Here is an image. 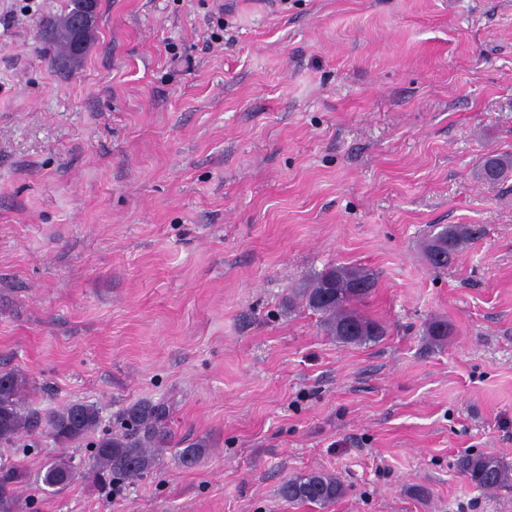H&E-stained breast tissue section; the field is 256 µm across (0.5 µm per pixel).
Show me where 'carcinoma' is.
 Segmentation results:
<instances>
[{
    "label": "carcinoma",
    "instance_id": "carcinoma-1",
    "mask_svg": "<svg viewBox=\"0 0 512 512\" xmlns=\"http://www.w3.org/2000/svg\"><path fill=\"white\" fill-rule=\"evenodd\" d=\"M82 0H73V8L55 25L58 56L77 60L90 44L95 25L80 34L73 31L72 17ZM478 176L496 183L512 173V155H489L479 164ZM472 230L454 224L446 231L432 233L425 255L437 250L443 258L430 263L444 270L463 252ZM373 270L359 266L331 265L318 273L297 296L305 307L317 314L327 335L345 344L374 342L384 335L382 324L361 313L357 304L364 302L377 286ZM425 333L434 342L448 339V322L433 320ZM29 382L17 372L0 373V445L11 447L24 435L46 433L55 441L68 445L87 441L90 466L87 477L95 482H109L119 488L128 480L143 479L153 472L158 453L169 443L170 407L165 403L138 401L129 406L119 419L120 430L101 428L99 409L88 403H71L59 409L40 410L26 401ZM204 443L197 442L179 452L184 467L197 464L205 455ZM456 469L471 484L482 490H495L512 483V470L492 453H464L456 460ZM28 478L22 462L0 455V512H24L18 485ZM78 473L71 458L63 456L45 466L36 481L61 493L76 481ZM279 496L290 504H311L324 508L345 494L342 481L332 473L310 472L295 475L279 487Z\"/></svg>",
    "mask_w": 512,
    "mask_h": 512
}]
</instances>
